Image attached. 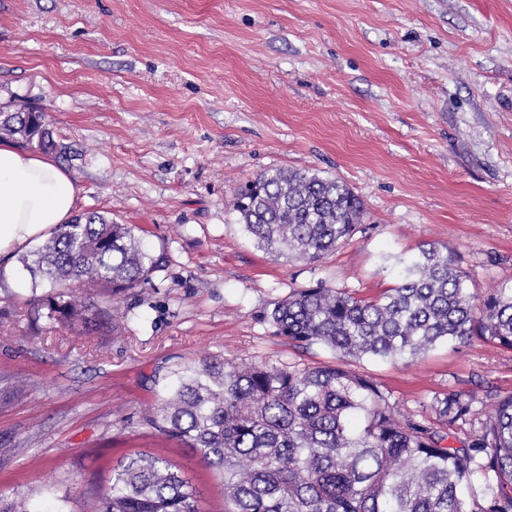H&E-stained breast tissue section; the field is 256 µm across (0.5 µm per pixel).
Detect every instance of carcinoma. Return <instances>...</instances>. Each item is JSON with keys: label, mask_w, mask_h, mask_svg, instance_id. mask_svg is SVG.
I'll list each match as a JSON object with an SVG mask.
<instances>
[{"label": "carcinoma", "mask_w": 512, "mask_h": 512, "mask_svg": "<svg viewBox=\"0 0 512 512\" xmlns=\"http://www.w3.org/2000/svg\"><path fill=\"white\" fill-rule=\"evenodd\" d=\"M0 134L57 144L45 113L18 104ZM232 211L274 259L320 261L362 224V200L316 173L274 169L239 187ZM20 262L50 285L34 313L81 335L104 334L110 307L80 288L126 291L157 267L130 224L97 211L74 216ZM393 288L373 298L319 282L293 291L263 319L301 349L321 347L318 366L204 362L177 374L148 424L224 475V512H512V394L459 447L448 427L471 414L455 391L436 399L434 420L397 415L371 378L348 368L397 361L440 342L512 349V291L474 303L453 251L431 244L408 260ZM483 478L481 495L460 494ZM95 512H197L189 485L166 458L140 452L114 469Z\"/></svg>", "instance_id": "carcinoma-1"}]
</instances>
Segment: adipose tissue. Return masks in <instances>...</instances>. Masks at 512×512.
<instances>
[{
	"instance_id": "ef3b65f1",
	"label": "adipose tissue",
	"mask_w": 512,
	"mask_h": 512,
	"mask_svg": "<svg viewBox=\"0 0 512 512\" xmlns=\"http://www.w3.org/2000/svg\"><path fill=\"white\" fill-rule=\"evenodd\" d=\"M75 208L74 182L52 159L0 146V255L68 223Z\"/></svg>"
}]
</instances>
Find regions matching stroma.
<instances>
[{
  "label": "stroma",
  "instance_id": "1",
  "mask_svg": "<svg viewBox=\"0 0 512 512\" xmlns=\"http://www.w3.org/2000/svg\"><path fill=\"white\" fill-rule=\"evenodd\" d=\"M21 101L48 113L77 212L162 259L109 335L77 336L31 320L49 286L0 256V498L31 512H90L141 451L224 512L223 474L145 418L205 360L328 361L262 318L294 290L376 295L426 243L476 301L512 289V0H0V113ZM277 168L347 184L361 230L315 263L270 257L230 203ZM352 368L404 415L461 393L454 444L512 394V350L480 342Z\"/></svg>",
  "mask_w": 512,
  "mask_h": 512
}]
</instances>
